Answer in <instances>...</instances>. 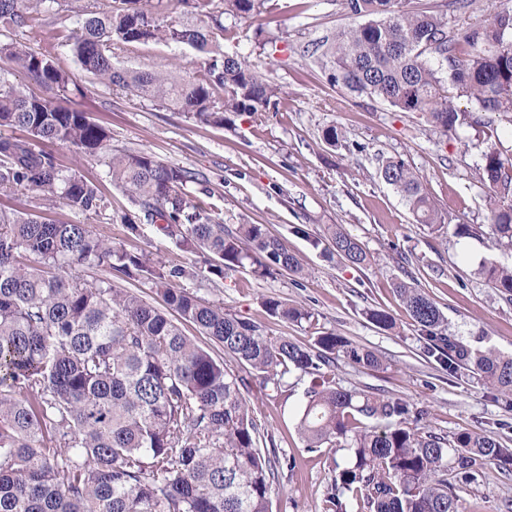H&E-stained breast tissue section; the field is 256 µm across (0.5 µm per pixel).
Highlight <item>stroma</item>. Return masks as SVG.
I'll return each instance as SVG.
<instances>
[{
    "mask_svg": "<svg viewBox=\"0 0 512 512\" xmlns=\"http://www.w3.org/2000/svg\"><path fill=\"white\" fill-rule=\"evenodd\" d=\"M276 14L288 48H261L256 26L240 23L224 50L247 57L271 71L284 92L278 111L256 123L246 115L233 125L198 124L184 113L156 108L117 87L92 82L68 50L58 62L84 93L75 107L88 112L111 132L112 150H142L198 174L188 184L193 200L205 201L213 217L227 227L263 224L279 237L304 267L300 279L287 271L256 277L229 271L218 278L203 271V257L178 249L143 220L128 195L112 185L102 159L57 146L58 166L75 170L97 184L106 199L87 224L102 238L131 252L196 267L181 285L202 301L224 306L238 317L260 324L265 332L285 336L303 346L318 333L335 332L374 351L378 368L367 369L337 359L338 386L355 391L384 392L410 402L421 412V426L454 437L477 432L512 440V406L495 399L465 370L449 377L430 356L418 326L405 312L393 285L414 282L448 320L449 335L477 347L512 353V302L503 299L480 275L482 263L512 266V250L483 236L460 237L459 224H487L490 204L476 177L481 163L479 142L512 146V128L494 121L483 132L462 127L443 133L430 127L421 113L398 112L378 100L357 96L332 84L328 71L307 51L313 43L353 22L343 0H277ZM194 51L184 45L135 44L117 51V65L133 70L194 71ZM340 128L346 147L323 139L326 128ZM404 160L419 173L445 218L446 228L431 230L415 223L397 192L381 177L383 160ZM137 220L131 233L123 217ZM340 224L359 239L370 262L354 267L336 255L313 247L328 225ZM275 296L314 314L310 323H291L268 315L262 296ZM390 311L397 322L386 331L366 316L368 310ZM308 378L294 373L288 390L269 397L255 383L243 389L258 425L260 447H275L287 459L280 469L272 512H320L336 482V464L346 451L323 447L310 452L298 433L299 409ZM512 503V474L496 467L463 494V512H504Z\"/></svg>",
    "mask_w": 512,
    "mask_h": 512,
    "instance_id": "stroma-1",
    "label": "stroma"
}]
</instances>
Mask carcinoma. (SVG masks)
Wrapping results in <instances>:
<instances>
[{
  "instance_id": "carcinoma-1",
  "label": "carcinoma",
  "mask_w": 512,
  "mask_h": 512,
  "mask_svg": "<svg viewBox=\"0 0 512 512\" xmlns=\"http://www.w3.org/2000/svg\"><path fill=\"white\" fill-rule=\"evenodd\" d=\"M269 2L112 0L107 11H86L66 41L46 36L42 52L23 42L0 45V58L50 93L38 97L0 74V128H22L44 145L35 151L25 141L0 139V190L23 188L38 193L43 206L61 201L77 214L99 213V187L59 168L48 150L70 145L103 159L112 184L146 219L163 221L165 238L206 254L209 274H303L265 225L228 229L192 201L185 187L198 181L196 173L146 151L108 152L109 130L71 106L82 87L56 57L64 46L91 79L201 124L224 127L242 114L260 119L278 109L281 87L224 53L221 42L242 21H257L265 32L273 22ZM469 4L345 0L357 21L316 43L311 58L332 67L333 83L399 112H420L445 133L479 128L487 112L512 127V7L504 3L485 25L449 28L448 7ZM61 7L60 0H0V27L42 32ZM150 42L192 48L195 75L114 62L115 51ZM460 98L474 109L460 110ZM381 174L417 223L442 229L419 174L390 159ZM479 178L491 205L485 234L512 248V152L486 145ZM329 242L347 263L367 264L361 242L340 225L330 227ZM102 266L147 280L162 306L110 278H83L82 271ZM481 272L512 301V268L488 262ZM192 276L189 267L101 239L86 224L0 210V512H271L283 463L276 450L258 446L243 380L187 335L186 324L222 345L264 392H281L294 372L310 378L298 419L305 447L349 451L336 464L324 512H344L343 495L366 512H459L464 486L486 467L512 472V448L495 437L461 432L448 439L410 426L413 409L402 398L336 385V358L376 368L372 351L334 332L318 334L313 349L271 336L179 287ZM395 291L449 376L467 369L512 400V355L472 349L447 335V318L414 284L398 282ZM261 305L282 320L311 318L278 297ZM367 317L383 330L395 328L385 310L371 309Z\"/></svg>"
}]
</instances>
